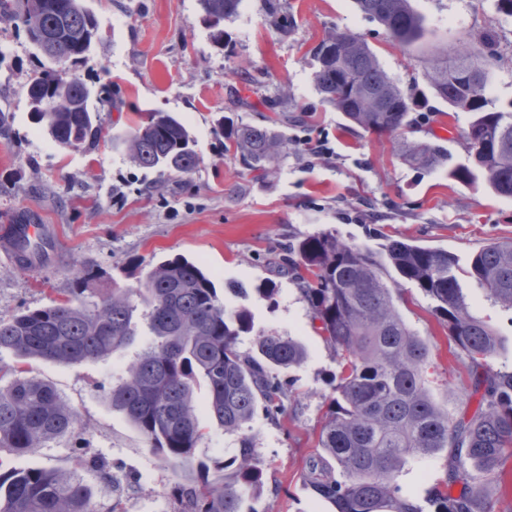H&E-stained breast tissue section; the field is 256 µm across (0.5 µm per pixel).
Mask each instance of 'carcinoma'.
Here are the masks:
<instances>
[{
    "mask_svg": "<svg viewBox=\"0 0 512 512\" xmlns=\"http://www.w3.org/2000/svg\"><path fill=\"white\" fill-rule=\"evenodd\" d=\"M211 22V39L224 44V19L237 14L242 0H199ZM268 17L285 27L281 0H264ZM358 9L382 25L403 48L420 42L426 20L411 0H355ZM22 14L33 45L51 44L54 68L35 73L26 85L31 119L61 148L80 151L105 140L101 113L93 102L114 107L109 85L93 89L68 77L85 60L97 36L94 14L84 0H24ZM314 81L323 101L368 134L415 133L409 114L419 107L415 83L404 87L382 67L359 36L333 29L315 48ZM504 61L501 36L491 26L465 41L455 60L433 59L426 78L436 97L454 113L469 114L463 130L473 167L458 166L448 176L473 183L479 171L495 194L512 198L511 110L489 108L490 64ZM73 107H55L61 96ZM228 145L256 179L267 178L288 148L273 129L240 124L224 132ZM125 146L144 169L194 171L200 162L195 140L175 116L151 112L112 147ZM402 160L419 169L448 159L436 142L405 143ZM387 264L331 233L288 246L277 267L297 277L311 318L333 349L338 368L334 394L318 438L322 458L336 472L310 465L304 485L329 502L334 512H495L494 494L512 492V370L495 368L500 356L494 329L475 311L454 273V255L413 240L389 238ZM432 301L431 312L444 328L449 353L468 363L470 383L461 390L463 411L439 405L428 386L429 341L401 317L397 289L385 267ZM472 277L494 302L512 309V242H491L475 253ZM86 289L10 317H0V350L22 362L44 359L73 364L106 360L135 336L138 298L147 307L151 344L125 366L112 388V409L125 415L148 449L166 460L186 459L202 437L195 383L207 385L205 409L227 433L252 420L258 403L278 416L286 412L278 372L302 365L307 348L274 333L256 337V354L238 349L239 336L253 329L246 309L226 311L214 282L197 264L175 257L152 266L136 289L112 288L90 302ZM79 430L78 415L47 383L24 376L18 366L0 365V449L32 452L59 436ZM446 453L443 477L422 498L404 489L400 477L412 462ZM478 468L474 476L463 460ZM220 482L177 483L178 512H241L243 495L257 487L261 472L247 435ZM89 460L77 454L69 468L0 474V512H92L81 472ZM470 485L458 493L453 488Z\"/></svg>",
    "mask_w": 512,
    "mask_h": 512,
    "instance_id": "obj_1",
    "label": "carcinoma"
}]
</instances>
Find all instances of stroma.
<instances>
[{
  "instance_id": "stroma-1",
  "label": "stroma",
  "mask_w": 512,
  "mask_h": 512,
  "mask_svg": "<svg viewBox=\"0 0 512 512\" xmlns=\"http://www.w3.org/2000/svg\"><path fill=\"white\" fill-rule=\"evenodd\" d=\"M290 29L273 25L264 0H242L225 19L224 45L216 47L199 0H86L98 23L87 58L73 69L89 85H112L119 109L102 106L114 134H126L150 112L177 116L195 139L200 157L191 173L140 168L125 149L100 144L65 151L32 124L25 84L48 59L28 40L21 17L0 14V108L8 111L9 139L0 138V230L20 214L34 216L56 240L39 266L23 268L0 249V316L8 317L67 297L75 270L93 271L100 288L138 286L151 266L175 256L210 273L227 309H248L253 330L241 335V352L254 353L257 333L290 336L308 357L279 378L287 411L271 417L257 407L245 435L263 473L260 489L246 492L242 512H332L303 484L306 463L319 456L317 433L327 411L336 359L311 320L294 276L278 273L285 248L328 232L380 252L388 238H406L451 252L456 274L478 316L497 331L500 351L512 365V310L474 288L467 274L472 256L492 240L512 239V198L484 184L460 185L450 167L468 163L461 135L468 122H449L448 107L434 102L419 138L441 144L448 163L418 169L404 163L399 136H375L346 126L323 102L314 83V47L333 28L361 36L394 79L422 77L432 53L455 55L462 39L499 21L503 43L512 42V19L498 20L494 0H412L426 19L423 40L410 49L392 45L384 28L361 13L354 0H282ZM288 109L289 122L278 121ZM276 128L287 137L306 130L328 131L332 156L316 159L291 145L276 172L263 180L224 151L216 118ZM274 285L272 298L257 290ZM398 310L405 322L430 340V389L437 403L458 412L455 391L469 378L454 360L431 301L399 281ZM137 334L106 360L76 364L33 360L27 376L58 391L79 414L80 438L63 436L37 451L0 450V464L19 471L64 469L82 453L92 465L81 474L93 512H174L171 487L190 476L223 477L241 435L227 433L200 412L203 437L190 465L152 454L141 434L110 395L124 362L146 347L143 310ZM112 480H105L101 469Z\"/></svg>"
}]
</instances>
